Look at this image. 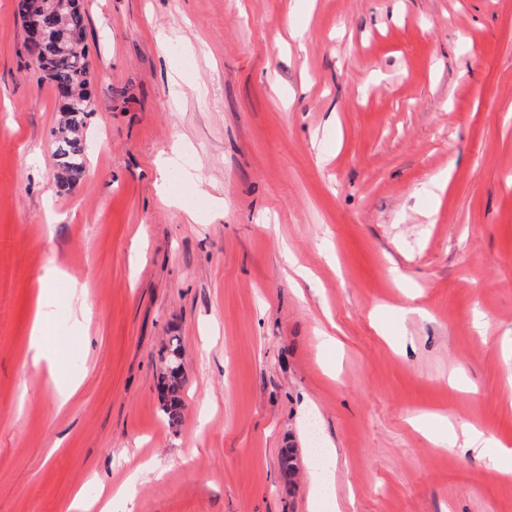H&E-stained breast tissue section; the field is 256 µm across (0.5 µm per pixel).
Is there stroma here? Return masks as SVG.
Listing matches in <instances>:
<instances>
[{
  "instance_id": "35a3bbf8",
  "label": "stroma",
  "mask_w": 512,
  "mask_h": 512,
  "mask_svg": "<svg viewBox=\"0 0 512 512\" xmlns=\"http://www.w3.org/2000/svg\"><path fill=\"white\" fill-rule=\"evenodd\" d=\"M83 4L95 112L65 190L55 91L0 0V512H74L80 489L109 512H311L315 436L343 512H512L489 468L512 448V0ZM187 153L168 196L158 163ZM183 196L220 205L195 222ZM50 269L92 304L64 404L30 350ZM413 413L492 446L434 447ZM179 336H169L163 347L160 370L162 412L169 423H178L184 413L180 393L186 383ZM458 431L462 437L460 447L478 455L484 454L485 448L488 447V440L482 431L467 423H460Z\"/></svg>"
}]
</instances>
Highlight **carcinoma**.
<instances>
[{
    "instance_id": "cac0c4a2",
    "label": "carcinoma",
    "mask_w": 512,
    "mask_h": 512,
    "mask_svg": "<svg viewBox=\"0 0 512 512\" xmlns=\"http://www.w3.org/2000/svg\"><path fill=\"white\" fill-rule=\"evenodd\" d=\"M71 13L72 26L86 31L87 16L79 0H65ZM25 50L37 68L58 91L66 88L69 97L58 96L61 119L55 131L53 158L56 166L57 184L61 188H70L84 181L88 175L86 141L84 129L94 112L90 90V71L86 49L71 53L62 48L41 47L25 41ZM182 346L178 336H170L163 347L160 370L162 412L171 424L181 420L184 404L180 393L186 383V375L181 361ZM296 450H280V463L284 475L288 478V494L296 490L294 477Z\"/></svg>"
}]
</instances>
